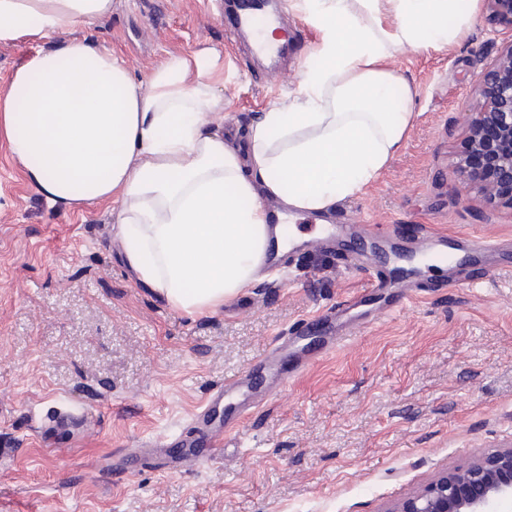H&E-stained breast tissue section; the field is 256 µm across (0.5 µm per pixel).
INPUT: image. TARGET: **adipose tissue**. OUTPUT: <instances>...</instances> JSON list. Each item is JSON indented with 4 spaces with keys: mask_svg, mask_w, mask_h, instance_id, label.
Masks as SVG:
<instances>
[{
    "mask_svg": "<svg viewBox=\"0 0 512 512\" xmlns=\"http://www.w3.org/2000/svg\"><path fill=\"white\" fill-rule=\"evenodd\" d=\"M479 2L293 0L318 35L304 95L263 113L241 148L210 121L224 107L217 56L172 55L137 79L106 47L55 39L111 15L112 0H0V43L41 44L0 94V139L52 205L118 200L137 282L175 311L212 314L287 248L265 199L323 214L376 179L415 102L388 60L455 44Z\"/></svg>",
    "mask_w": 512,
    "mask_h": 512,
    "instance_id": "ef3b65f1",
    "label": "adipose tissue"
}]
</instances>
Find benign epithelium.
<instances>
[{"mask_svg": "<svg viewBox=\"0 0 512 512\" xmlns=\"http://www.w3.org/2000/svg\"><path fill=\"white\" fill-rule=\"evenodd\" d=\"M491 19L512 29V0H485ZM465 149L454 173L492 207L512 210V38L483 69L466 113ZM512 499V447L478 455L466 468L444 470L382 512H493Z\"/></svg>", "mask_w": 512, "mask_h": 512, "instance_id": "obj_1", "label": "benign epithelium"}]
</instances>
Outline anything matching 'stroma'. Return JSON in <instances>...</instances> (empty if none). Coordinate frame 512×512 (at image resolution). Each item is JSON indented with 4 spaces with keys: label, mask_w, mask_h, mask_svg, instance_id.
Listing matches in <instances>:
<instances>
[{
    "label": "stroma",
    "mask_w": 512,
    "mask_h": 512,
    "mask_svg": "<svg viewBox=\"0 0 512 512\" xmlns=\"http://www.w3.org/2000/svg\"><path fill=\"white\" fill-rule=\"evenodd\" d=\"M296 40L278 81L254 77L250 44L228 40L224 0H114L109 17L57 38L109 48L137 77L168 55L215 53L222 127L244 140L297 94L315 31L277 0ZM512 29L480 12L452 49L400 52L415 89L389 164L328 224H378L396 249L430 229L512 240V211L461 191L452 168L482 67ZM117 204L61 210L0 140V512H381L443 469L512 444V249L472 254L467 283L365 292L345 250H302L217 313L172 310L139 284L116 242ZM360 316L352 343L292 378L190 471L127 460L140 440L178 447L195 407L277 336L339 304Z\"/></svg>",
    "instance_id": "35a3bbf8"
}]
</instances>
